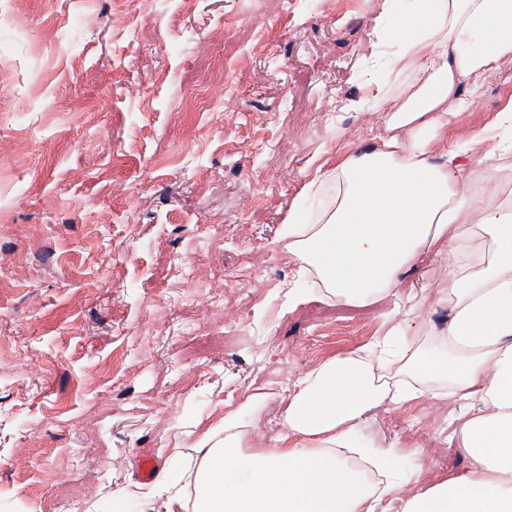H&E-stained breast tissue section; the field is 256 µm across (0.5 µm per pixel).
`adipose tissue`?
I'll use <instances>...</instances> for the list:
<instances>
[{"label": "adipose tissue", "mask_w": 512, "mask_h": 512, "mask_svg": "<svg viewBox=\"0 0 512 512\" xmlns=\"http://www.w3.org/2000/svg\"><path fill=\"white\" fill-rule=\"evenodd\" d=\"M381 33L405 77L398 91L374 96L389 135L303 185L302 196L329 200L312 221L288 215L286 247L311 281L288 300L376 302L440 243L448 324L410 325L422 303L399 301V321L370 347L299 380L274 449L249 442L264 397L225 414L195 444L186 483L165 486L182 512H379L386 500L398 512H512V108L473 140L484 150L476 164L432 159L452 121L449 102L512 58V0H426L382 15ZM423 397L469 401L472 468L408 491L393 477L391 445L367 453L355 426Z\"/></svg>", "instance_id": "adipose-tissue-1"}]
</instances>
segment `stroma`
Segmentation results:
<instances>
[{"mask_svg":"<svg viewBox=\"0 0 512 512\" xmlns=\"http://www.w3.org/2000/svg\"><path fill=\"white\" fill-rule=\"evenodd\" d=\"M381 3L0 0V502L181 512L157 486L172 449L260 392L251 436L274 447L295 380L386 328L391 296L335 327L318 297L289 306L303 277L282 241L303 184L386 134L346 108L393 51ZM510 105L506 60L451 103L434 157ZM447 260L422 254L398 284L439 327ZM359 436L398 444L410 487L472 465L449 401L374 410Z\"/></svg>","mask_w":512,"mask_h":512,"instance_id":"stroma-1","label":"stroma"}]
</instances>
